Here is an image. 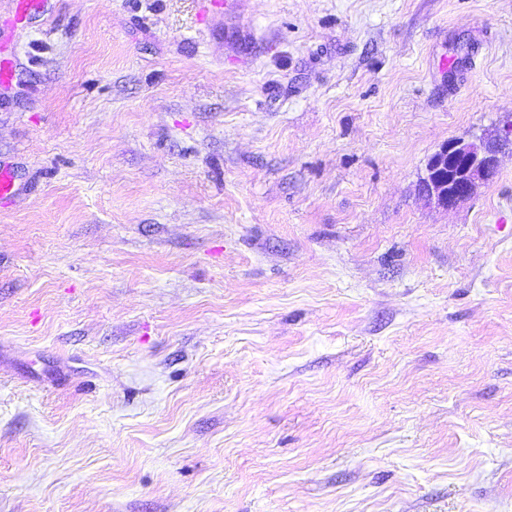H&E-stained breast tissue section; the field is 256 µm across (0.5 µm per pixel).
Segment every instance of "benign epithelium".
I'll list each match as a JSON object with an SVG mask.
<instances>
[{
    "label": "benign epithelium",
    "mask_w": 512,
    "mask_h": 512,
    "mask_svg": "<svg viewBox=\"0 0 512 512\" xmlns=\"http://www.w3.org/2000/svg\"><path fill=\"white\" fill-rule=\"evenodd\" d=\"M506 150L512 151V121L475 141L450 140L429 158L420 191L439 208L453 210L493 182Z\"/></svg>",
    "instance_id": "obj_1"
}]
</instances>
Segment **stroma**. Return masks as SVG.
Returning <instances> with one entry per match:
<instances>
[{"label":"stroma","mask_w":512,"mask_h":512,"mask_svg":"<svg viewBox=\"0 0 512 512\" xmlns=\"http://www.w3.org/2000/svg\"><path fill=\"white\" fill-rule=\"evenodd\" d=\"M13 11L0 512H512V0ZM512 152V121L475 141L450 140L428 160L420 191L436 206L453 210L496 178L499 154Z\"/></svg>","instance_id":"1"}]
</instances>
